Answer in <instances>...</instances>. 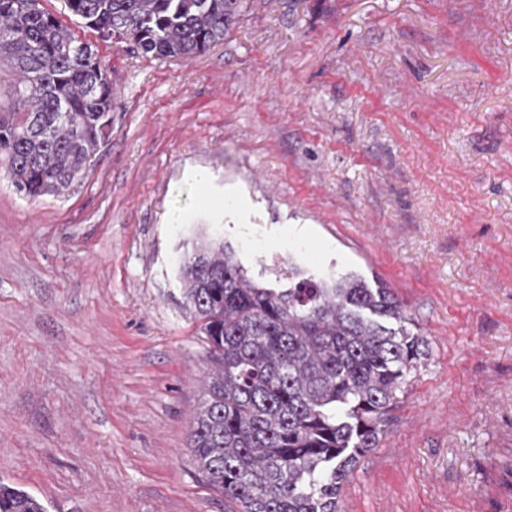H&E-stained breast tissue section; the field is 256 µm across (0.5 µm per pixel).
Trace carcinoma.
Segmentation results:
<instances>
[{"label":"carcinoma","instance_id":"obj_1","mask_svg":"<svg viewBox=\"0 0 512 512\" xmlns=\"http://www.w3.org/2000/svg\"><path fill=\"white\" fill-rule=\"evenodd\" d=\"M106 40L155 59H190L224 41L242 0H65ZM0 161L17 193L59 196L109 136L112 81L91 45L39 0H0ZM183 305L211 368L189 449L238 512H340L343 487L378 447L389 412L427 357L402 303L352 272L271 288L217 229L183 241ZM0 512H47L0 481Z\"/></svg>","mask_w":512,"mask_h":512}]
</instances>
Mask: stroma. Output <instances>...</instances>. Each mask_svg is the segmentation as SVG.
<instances>
[{"instance_id": "stroma-1", "label": "stroma", "mask_w": 512, "mask_h": 512, "mask_svg": "<svg viewBox=\"0 0 512 512\" xmlns=\"http://www.w3.org/2000/svg\"><path fill=\"white\" fill-rule=\"evenodd\" d=\"M40 4L116 103L64 195L0 164V480L47 512H224L174 264L217 224L250 273L380 282L427 342L342 512H512V0H245L188 60Z\"/></svg>"}]
</instances>
